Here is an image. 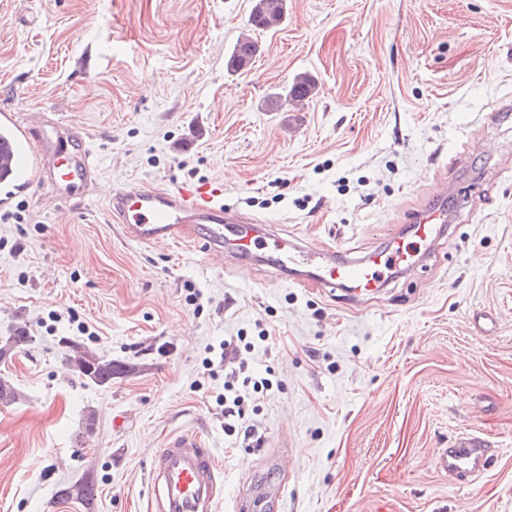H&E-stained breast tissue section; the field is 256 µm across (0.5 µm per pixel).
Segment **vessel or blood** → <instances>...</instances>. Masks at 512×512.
Segmentation results:
<instances>
[{
	"label": "vessel or blood",
	"instance_id": "b4317fda",
	"mask_svg": "<svg viewBox=\"0 0 512 512\" xmlns=\"http://www.w3.org/2000/svg\"><path fill=\"white\" fill-rule=\"evenodd\" d=\"M0 211L14 208L20 195L39 187L59 205L86 198L98 177V166L86 129L66 126L43 112L24 116L0 112ZM108 215L132 242L155 245L189 236L209 255L250 260L261 256L277 264L298 284L312 282L328 291L347 288L353 303L375 295L396 269L417 265L403 242L362 257L329 249L309 250L288 242L245 212L224 204L221 184H182L173 189L151 185L116 189ZM446 209L429 205L415 212L413 231L421 238L440 237ZM486 444L477 436L459 439L438 451L435 465L443 473L467 478L484 470ZM148 512H221L224 468L202 432L186 429L167 434L148 471ZM285 482L240 485L233 512H280Z\"/></svg>",
	"mask_w": 512,
	"mask_h": 512
}]
</instances>
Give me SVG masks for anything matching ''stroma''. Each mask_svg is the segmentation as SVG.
Segmentation results:
<instances>
[{"label": "stroma", "mask_w": 512, "mask_h": 512, "mask_svg": "<svg viewBox=\"0 0 512 512\" xmlns=\"http://www.w3.org/2000/svg\"><path fill=\"white\" fill-rule=\"evenodd\" d=\"M251 5L0 0V108L86 128L100 168L80 205L41 190L0 222V346L29 337L0 359L17 392L0 402V512H146V465L183 429L208 436L228 501L279 481L288 450L282 512H512V118H494L512 106V0H287L269 31ZM246 31L262 53L230 73ZM305 72L304 109L267 111ZM472 181L424 266L360 308L266 261L127 241L105 210L123 185L218 182L283 237L365 254L412 241V213ZM240 336L272 382L245 405L253 448L225 435L224 380L203 368ZM72 344L122 374L87 382ZM464 433L496 455L471 481L434 463Z\"/></svg>", "instance_id": "stroma-1"}]
</instances>
